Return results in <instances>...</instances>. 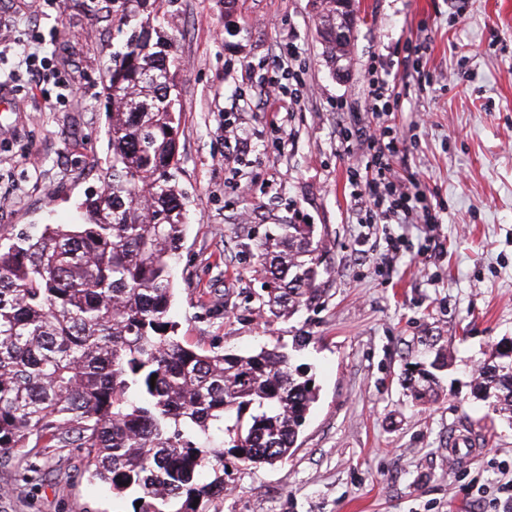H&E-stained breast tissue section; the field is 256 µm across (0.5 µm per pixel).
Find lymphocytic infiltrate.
I'll return each mask as SVG.
<instances>
[{
	"instance_id": "obj_1",
	"label": "lymphocytic infiltrate",
	"mask_w": 512,
	"mask_h": 512,
	"mask_svg": "<svg viewBox=\"0 0 512 512\" xmlns=\"http://www.w3.org/2000/svg\"><path fill=\"white\" fill-rule=\"evenodd\" d=\"M410 56L397 60L373 59L364 90L365 113L354 112L345 99H337L340 114L338 141L356 160L346 170L350 196L360 224H422L432 227L438 216L423 204L420 191L397 175L394 164L404 159V138L391 117L400 109L395 89L400 71L414 67Z\"/></svg>"
}]
</instances>
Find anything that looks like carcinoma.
I'll return each mask as SVG.
<instances>
[{
	"label": "carcinoma",
	"mask_w": 512,
	"mask_h": 512,
	"mask_svg": "<svg viewBox=\"0 0 512 512\" xmlns=\"http://www.w3.org/2000/svg\"><path fill=\"white\" fill-rule=\"evenodd\" d=\"M129 29L109 67L112 155L79 224L0 235V465L31 441L79 448L86 471L134 512H210L230 477L224 459L273 463L296 447L317 388L289 353L247 354L185 345L170 318L173 270L187 224L171 185L178 165L172 43L158 0ZM317 28L331 62L335 0ZM265 305L296 313L317 297L325 253L312 224L273 239ZM478 389L512 422V342H498ZM411 396L434 393L430 374ZM197 507H192L194 499Z\"/></svg>",
	"instance_id": "cac0c4a2"
}]
</instances>
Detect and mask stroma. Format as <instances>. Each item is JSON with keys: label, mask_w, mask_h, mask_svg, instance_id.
<instances>
[{"label": "stroma", "mask_w": 512, "mask_h": 512, "mask_svg": "<svg viewBox=\"0 0 512 512\" xmlns=\"http://www.w3.org/2000/svg\"><path fill=\"white\" fill-rule=\"evenodd\" d=\"M135 0H46L37 29H60L56 58L14 84L0 115V233L72 224L111 152L107 68ZM174 38L175 184L188 227L170 316L186 343L295 353L318 388L288 459L244 464L218 512H512V424L476 399V370L512 339V0H358L344 77L322 53L314 0H164ZM420 46L400 80L406 165L439 222L355 224L333 104L359 102L369 60ZM311 92L273 105L258 93L288 47ZM239 129L224 139L225 123ZM284 149H277V142ZM313 224L326 246L317 300L272 315L262 304L263 243ZM405 240L396 262L388 235ZM444 348L439 397L412 400L403 378ZM483 452L458 464L454 429ZM32 471L0 466V512H133L92 485L74 448Z\"/></svg>", "instance_id": "1"}]
</instances>
